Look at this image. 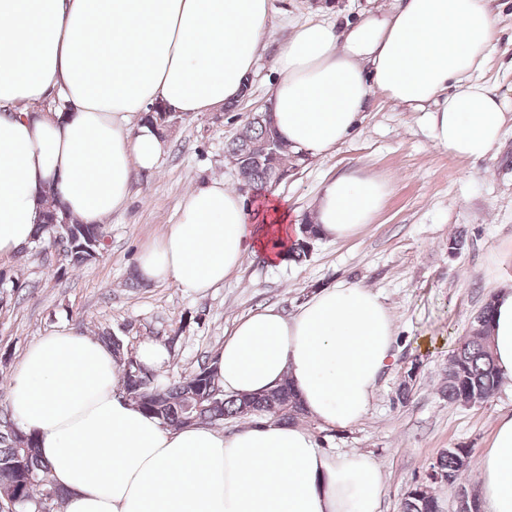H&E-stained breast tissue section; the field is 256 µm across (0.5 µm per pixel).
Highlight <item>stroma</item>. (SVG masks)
I'll return each mask as SVG.
<instances>
[{
    "mask_svg": "<svg viewBox=\"0 0 512 512\" xmlns=\"http://www.w3.org/2000/svg\"><path fill=\"white\" fill-rule=\"evenodd\" d=\"M265 36L244 97L224 109L179 118L165 133L168 153L153 173H135L127 204L105 221L106 248L77 270L56 250L26 247L0 260V410L29 344L63 327L109 330L137 346L166 345L161 381L175 380L211 361L234 319L261 306L293 315L315 288L358 280L379 294L397 331L394 365L382 375L371 408L346 428L316 429L322 449L370 454L385 477L381 512H401L410 485L423 481L440 452L468 448L480 456L499 414L512 411V389L499 387L483 404L448 405L437 391L448 358L512 264L498 254L512 243V122L500 147L466 161L437 146L428 110H411L374 97L352 135L327 158L305 162L276 191L297 217L311 214L323 184L353 173L387 179L391 192L357 236L321 239L303 264L269 265L247 258L239 271L204 294L166 283L138 281L142 248L176 223L184 194L211 178L236 188L238 174L224 160V144L267 105L276 48L291 23L312 17L358 21L369 0H272ZM501 31L485 79L512 88V7L498 11ZM460 232L463 249L448 238ZM417 377L409 399L396 392L410 367Z\"/></svg>",
    "mask_w": 512,
    "mask_h": 512,
    "instance_id": "1",
    "label": "stroma"
}]
</instances>
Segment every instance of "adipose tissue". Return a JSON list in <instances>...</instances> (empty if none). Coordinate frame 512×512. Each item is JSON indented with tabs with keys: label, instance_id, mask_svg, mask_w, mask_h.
<instances>
[{
	"label": "adipose tissue",
	"instance_id": "1",
	"mask_svg": "<svg viewBox=\"0 0 512 512\" xmlns=\"http://www.w3.org/2000/svg\"><path fill=\"white\" fill-rule=\"evenodd\" d=\"M491 3L393 0L345 31L314 18L293 25L268 98L280 135L304 158H324L377 92L433 105L436 145L485 158L512 117V97L481 76L500 34ZM270 21L271 0H0V259L31 242L48 189L85 224L124 207L134 172L156 169L169 147L139 113L159 104L190 116L239 100ZM389 191L374 177L329 180L314 210L321 237L358 235ZM298 238L274 191L249 200L215 178L185 195L137 272L202 294L248 256L282 263ZM395 343L380 297L342 280L293 316L264 306L238 318L212 370L229 395L291 380L320 427L343 428L368 413ZM490 343L512 387V280L495 290ZM8 404L36 434L64 512L380 510L384 478L369 454L321 449L311 430L274 417L230 434L164 426L127 397L111 350L75 329L27 348ZM477 472L489 512H512V414L498 417Z\"/></svg>",
	"mask_w": 512,
	"mask_h": 512
}]
</instances>
